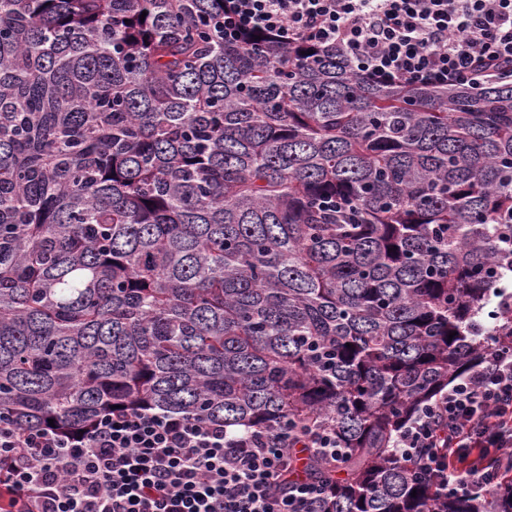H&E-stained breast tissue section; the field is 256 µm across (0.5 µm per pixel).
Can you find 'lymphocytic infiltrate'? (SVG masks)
Masks as SVG:
<instances>
[{
    "mask_svg": "<svg viewBox=\"0 0 512 512\" xmlns=\"http://www.w3.org/2000/svg\"><path fill=\"white\" fill-rule=\"evenodd\" d=\"M269 35L333 50L364 80L472 89L512 83V0H224V38ZM336 463L324 428H256L151 408L85 431L0 418V512H308L319 484L289 480L293 449ZM393 450L436 493L484 490L512 472V348L482 362L406 422Z\"/></svg>",
    "mask_w": 512,
    "mask_h": 512,
    "instance_id": "f902f5d3",
    "label": "lymphocytic infiltrate"
}]
</instances>
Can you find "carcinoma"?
Segmentation results:
<instances>
[{
    "label": "carcinoma",
    "instance_id": "1",
    "mask_svg": "<svg viewBox=\"0 0 512 512\" xmlns=\"http://www.w3.org/2000/svg\"><path fill=\"white\" fill-rule=\"evenodd\" d=\"M509 230L512 84L378 86L224 40V0H0L1 418L317 426L311 512H512L392 453L512 344L477 321Z\"/></svg>",
    "mask_w": 512,
    "mask_h": 512
}]
</instances>
